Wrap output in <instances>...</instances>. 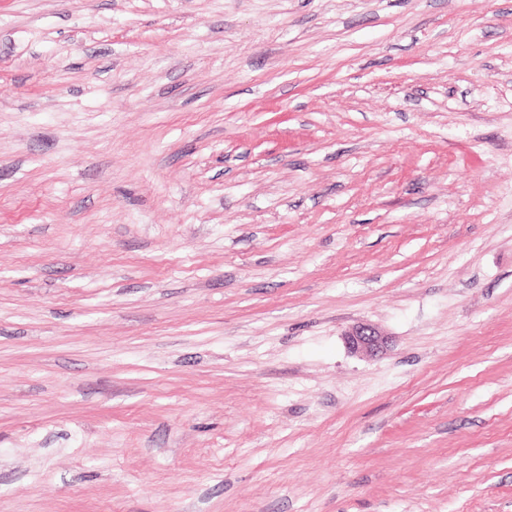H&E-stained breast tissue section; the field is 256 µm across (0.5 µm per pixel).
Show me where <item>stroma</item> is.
<instances>
[{"instance_id": "1", "label": "stroma", "mask_w": 512, "mask_h": 512, "mask_svg": "<svg viewBox=\"0 0 512 512\" xmlns=\"http://www.w3.org/2000/svg\"><path fill=\"white\" fill-rule=\"evenodd\" d=\"M0 512H512V0H0ZM345 340L352 353L379 359L387 354L390 341L387 336L370 324H357L345 333Z\"/></svg>"}]
</instances>
